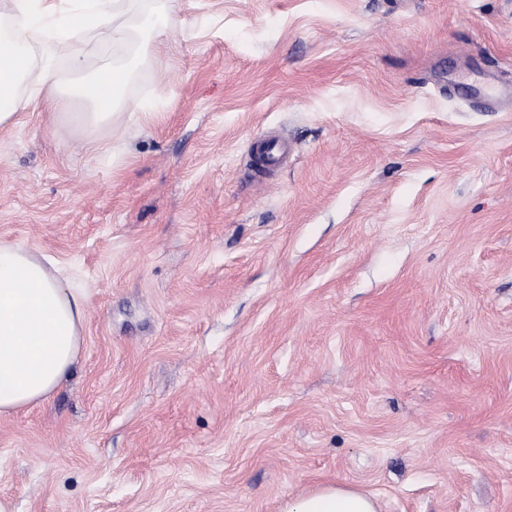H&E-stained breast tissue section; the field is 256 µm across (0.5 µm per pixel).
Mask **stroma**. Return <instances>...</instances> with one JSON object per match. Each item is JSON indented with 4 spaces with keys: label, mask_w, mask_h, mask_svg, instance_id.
Instances as JSON below:
<instances>
[{
    "label": "stroma",
    "mask_w": 512,
    "mask_h": 512,
    "mask_svg": "<svg viewBox=\"0 0 512 512\" xmlns=\"http://www.w3.org/2000/svg\"><path fill=\"white\" fill-rule=\"evenodd\" d=\"M508 88L512 0H176L109 161L39 106L0 127V243L87 314L71 377L0 417V496L512 512ZM281 512H378L377 500L338 483H325L303 495L287 498Z\"/></svg>",
    "instance_id": "stroma-1"
}]
</instances>
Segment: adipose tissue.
<instances>
[{"label": "adipose tissue", "mask_w": 512, "mask_h": 512, "mask_svg": "<svg viewBox=\"0 0 512 512\" xmlns=\"http://www.w3.org/2000/svg\"><path fill=\"white\" fill-rule=\"evenodd\" d=\"M133 0H0V127L33 102L58 110L92 146L125 107V89L148 51H161L170 11L130 27ZM98 65L87 69L85 49ZM86 315L44 257L0 243V416L48 400L69 377L82 345ZM281 512H378L376 499L325 483L287 498Z\"/></svg>", "instance_id": "1"}]
</instances>
